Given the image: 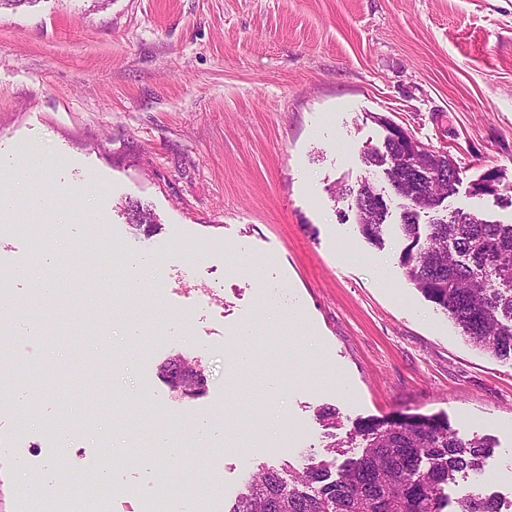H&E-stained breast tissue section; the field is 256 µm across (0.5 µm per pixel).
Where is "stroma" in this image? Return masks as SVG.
<instances>
[{
  "label": "stroma",
  "instance_id": "35a3bbf8",
  "mask_svg": "<svg viewBox=\"0 0 512 512\" xmlns=\"http://www.w3.org/2000/svg\"><path fill=\"white\" fill-rule=\"evenodd\" d=\"M447 152L460 172L447 211L512 222V194L476 196L489 169L512 185V0H31L0 11V156L43 147L30 188L51 198L57 224L100 225L122 257L146 254L150 271L132 294L105 302L78 293L44 306L39 320L14 311L0 336V512H22L8 413L16 392L31 401L25 447L65 468V484L103 473L108 448L136 435V415L180 434L188 456L159 454L153 470L112 477L151 489L159 473L206 480L224 455L223 499L249 470L322 454L316 417L337 410L347 436L358 418L447 415L459 437L489 434L491 483L512 488V365L470 345L448 316L405 280L392 198L383 247L368 244L334 185L357 184L364 153L383 147L388 125ZM135 201L160 222L137 234ZM18 208L0 226V286L36 294L42 279L67 283L71 249L38 261L21 228L44 223ZM26 268L18 276L16 268ZM301 312L290 324L269 304ZM249 326L257 340L239 342ZM255 367L273 354L299 378L273 395L235 374L242 348ZM136 352L127 362L128 352ZM201 360L205 393L171 392L161 369ZM100 374V404L51 393L83 363ZM259 412L264 436H234ZM91 423L64 443L55 430ZM299 443L267 448L284 419Z\"/></svg>",
  "mask_w": 512,
  "mask_h": 512
}]
</instances>
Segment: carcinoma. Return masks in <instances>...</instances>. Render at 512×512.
Wrapping results in <instances>:
<instances>
[{
	"label": "carcinoma",
	"instance_id": "obj_1",
	"mask_svg": "<svg viewBox=\"0 0 512 512\" xmlns=\"http://www.w3.org/2000/svg\"><path fill=\"white\" fill-rule=\"evenodd\" d=\"M384 149L367 153L364 164L387 170L397 196L408 199L398 230L406 240L399 265L405 278L447 314L466 340L489 355L512 362V224L457 211L444 224H422L421 204L432 205L455 194L460 177L443 151L433 150L398 130ZM499 173H484L472 186L476 195L497 191ZM357 203L354 217L364 239L384 244L389 215L386 200L369 184L338 188ZM127 223L150 237L156 215L130 201ZM317 419L328 429V455L342 462L303 455L300 464L260 465L245 478L226 512H499L486 493L489 484L445 494L456 475L480 476L495 447L491 437L457 436L448 418L417 414L398 421L357 420L345 439L336 438L341 423L336 409L321 407ZM360 453L347 456L346 449Z\"/></svg>",
	"mask_w": 512,
	"mask_h": 512
}]
</instances>
